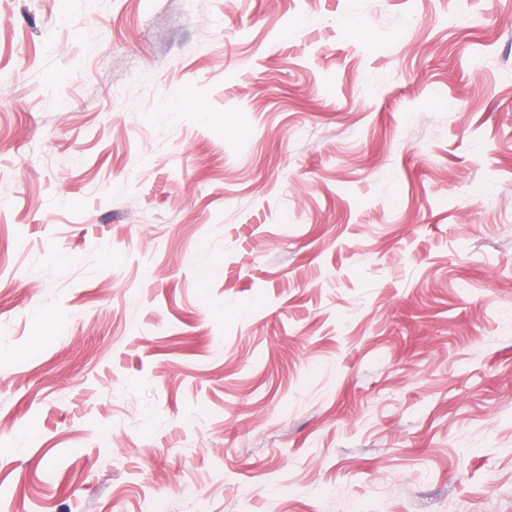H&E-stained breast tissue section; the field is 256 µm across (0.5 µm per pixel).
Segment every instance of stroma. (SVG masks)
Returning <instances> with one entry per match:
<instances>
[{
    "instance_id": "1",
    "label": "stroma",
    "mask_w": 512,
    "mask_h": 512,
    "mask_svg": "<svg viewBox=\"0 0 512 512\" xmlns=\"http://www.w3.org/2000/svg\"><path fill=\"white\" fill-rule=\"evenodd\" d=\"M0 512H512V0H0Z\"/></svg>"
}]
</instances>
